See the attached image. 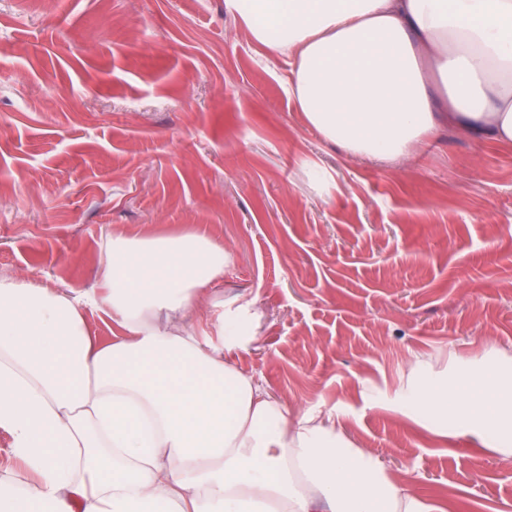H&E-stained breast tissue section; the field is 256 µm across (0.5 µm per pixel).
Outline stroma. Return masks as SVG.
Returning a JSON list of instances; mask_svg holds the SVG:
<instances>
[{"label": "stroma", "mask_w": 512, "mask_h": 512, "mask_svg": "<svg viewBox=\"0 0 512 512\" xmlns=\"http://www.w3.org/2000/svg\"><path fill=\"white\" fill-rule=\"evenodd\" d=\"M288 75L224 0H0V276L77 295L112 230L208 236L215 294L262 313L239 369L336 412L433 512H512V460L388 408L414 360L512 353V143L358 160Z\"/></svg>", "instance_id": "35a3bbf8"}]
</instances>
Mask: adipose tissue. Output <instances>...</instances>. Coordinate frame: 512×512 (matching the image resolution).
Wrapping results in <instances>:
<instances>
[{
  "label": "adipose tissue",
  "mask_w": 512,
  "mask_h": 512,
  "mask_svg": "<svg viewBox=\"0 0 512 512\" xmlns=\"http://www.w3.org/2000/svg\"><path fill=\"white\" fill-rule=\"evenodd\" d=\"M287 55L288 97L356 159L397 161L440 131L512 141V0H224ZM230 262L194 232L109 233L84 295L0 277V430L29 474L0 512H432L355 446L231 361L252 298L211 288ZM123 336L99 343L86 311ZM439 437L512 458V357L416 366L393 405Z\"/></svg>",
  "instance_id": "1"
}]
</instances>
